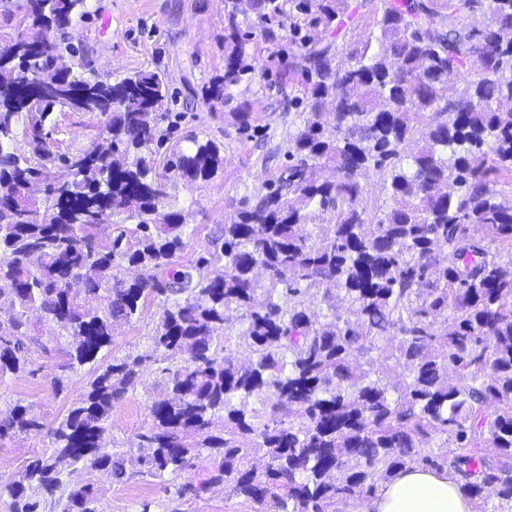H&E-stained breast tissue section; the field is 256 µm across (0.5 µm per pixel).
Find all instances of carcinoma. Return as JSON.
I'll list each match as a JSON object with an SVG mask.
<instances>
[{"mask_svg":"<svg viewBox=\"0 0 512 512\" xmlns=\"http://www.w3.org/2000/svg\"><path fill=\"white\" fill-rule=\"evenodd\" d=\"M381 2L372 28L337 47L326 33L354 21L347 0H224V71L203 98L236 100L254 72L242 26L273 42L268 22L286 13L306 34L281 80L302 75L306 111L285 169L242 199L208 255L174 269L190 237L172 191L215 177L220 147L194 136L154 164L167 139L154 110L169 94L165 73H59V55L77 54L70 30L88 0H0L24 27L0 49L11 64L0 77V307L14 312L12 336L0 335V384L28 372L32 348L48 351L34 312L56 327L55 393L67 372L98 363L51 428L50 450L0 486L14 512H42L57 494L62 512H99L91 487L66 483L69 468L162 479L198 469L204 454L207 477L176 493L222 486L257 512H336L416 464H449L477 504L491 488L512 501V257L497 248L512 242V194L490 178L512 177V0ZM443 8L482 26L444 28ZM475 69L446 95L448 75ZM38 72L45 85L27 106L21 89ZM57 109L102 118L100 140L50 152L44 125ZM231 118L252 128L244 101ZM20 135L27 156L15 152ZM316 168L336 178L308 176ZM371 168L387 171L382 207L361 183ZM115 218L134 222L135 242L98 237ZM122 262L144 275L125 279ZM151 296L160 315L150 352L101 363ZM372 353L376 369L357 363ZM157 358L172 363L166 394L147 407L136 451H104L113 403ZM40 428L20 402L0 412V441ZM436 437L455 445L451 460L430 450ZM484 444L496 454H481Z\"/></svg>","mask_w":512,"mask_h":512,"instance_id":"cac0c4a2","label":"carcinoma"}]
</instances>
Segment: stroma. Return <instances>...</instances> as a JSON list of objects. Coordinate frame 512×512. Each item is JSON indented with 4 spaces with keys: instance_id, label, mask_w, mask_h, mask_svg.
<instances>
[{
    "instance_id": "35a3bbf8",
    "label": "stroma",
    "mask_w": 512,
    "mask_h": 512,
    "mask_svg": "<svg viewBox=\"0 0 512 512\" xmlns=\"http://www.w3.org/2000/svg\"><path fill=\"white\" fill-rule=\"evenodd\" d=\"M105 19L110 22L106 30L101 27ZM72 41L83 47L86 63L114 80L143 69L164 71L169 87L164 109L175 117L170 145L185 146L192 134L223 145V173L204 183L178 185L175 190L192 246L176 254L174 262L196 263L211 250L242 198L276 175L287 161L288 135L296 118L288 108V98L302 93L298 82L283 90L278 87L282 73L298 53L290 31H283L275 43L258 35L252 40L256 78L241 88L240 98L248 102L256 129L246 134L234 125L229 106L206 103L202 96L203 86L224 69V0H92L88 17L72 31ZM52 119L55 133L50 147L55 151L88 144L101 132V120L95 116L56 112ZM159 313L158 300L145 302L138 320L114 336L108 357L149 351ZM32 358V373L0 385V410L17 401L31 405L44 428L0 442V484L45 450L48 426L62 418L94 371L88 364L71 373L67 390L58 395L50 379L59 355L36 352ZM161 378L159 365L149 366L140 384L114 403L106 449L126 451L129 440L147 421L148 405L163 396ZM200 478V472L192 470L165 482L119 481L104 470L78 469L69 475L68 483L93 486L102 512H140L146 501L151 512H255L254 503L225 494L220 487L198 496L177 494V487L198 483Z\"/></svg>"
}]
</instances>
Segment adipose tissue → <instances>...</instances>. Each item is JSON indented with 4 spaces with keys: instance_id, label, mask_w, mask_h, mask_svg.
I'll use <instances>...</instances> for the list:
<instances>
[{
    "instance_id": "adipose-tissue-1",
    "label": "adipose tissue",
    "mask_w": 512,
    "mask_h": 512,
    "mask_svg": "<svg viewBox=\"0 0 512 512\" xmlns=\"http://www.w3.org/2000/svg\"><path fill=\"white\" fill-rule=\"evenodd\" d=\"M348 512H472V503L447 468L414 465L381 484L365 503H351Z\"/></svg>"
}]
</instances>
